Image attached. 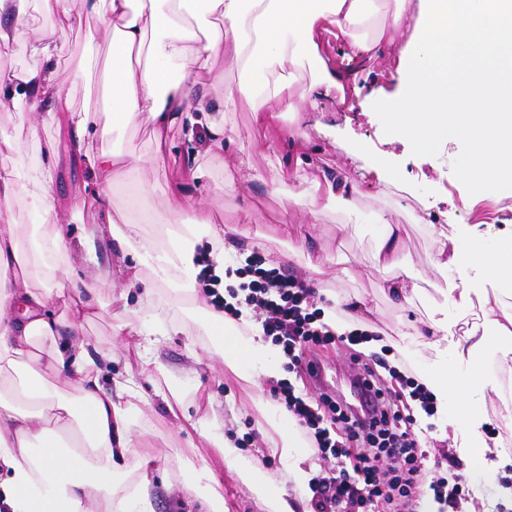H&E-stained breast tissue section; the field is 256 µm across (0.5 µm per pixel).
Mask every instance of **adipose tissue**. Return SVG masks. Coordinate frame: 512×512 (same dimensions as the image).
<instances>
[{"label": "adipose tissue", "instance_id": "obj_1", "mask_svg": "<svg viewBox=\"0 0 512 512\" xmlns=\"http://www.w3.org/2000/svg\"><path fill=\"white\" fill-rule=\"evenodd\" d=\"M408 2L394 0L393 10L384 14L377 0H0V48L23 36L33 56L25 69L0 67V92L26 100L39 114V121L28 125L30 139H38L40 125L63 127L95 177L82 195L93 221L78 240L81 251L95 252L109 238L120 253L138 256L119 273L93 272L94 280L112 293L118 327L131 326L148 336L180 334L186 330L183 313L195 312L206 325L211 356L237 377L250 383L262 371L272 379L278 376L279 352L254 328L249 313H242L239 323L225 322L197 287L199 247L209 244L213 273L224 277V259L236 251L233 228L206 221L193 239H177L162 249L128 212L113 207L112 186L132 160L98 148L89 112L74 109L71 90L87 83L89 71L80 66L59 72L57 32L95 20L97 32L112 46L103 71V128L147 124L158 164L170 148L166 134L176 125L190 133L206 126L213 146L223 147L230 133L227 120L210 114L202 101L217 78V60L241 76L238 84L225 86V108L251 100L255 120L270 124L277 113L305 109V101L289 91L288 72L315 63L317 74L308 89L312 101L345 81V74L319 52L323 30L335 27L349 44V61L359 65L374 60L382 45L405 40L411 66L402 92L395 99H375L374 111L388 117L395 134L416 151H429L440 134L464 141L469 161L461 179L471 197L498 195L512 187V0H419L412 17ZM37 9L53 17L52 26L32 23ZM452 57L464 66L451 82L440 71ZM314 186L321 193L319 203L292 190L284 214L310 213L318 205L355 211L345 178L323 174ZM23 196L48 230L33 245L19 225H0V271L5 274L0 281V512H153V473L137 460L133 436L151 425L144 396L129 379L116 382L112 392L101 390L98 378L112 353L98 342L76 335L55 343L60 328L81 327L94 305V291L72 279L67 228L51 174L35 171L27 186L11 173L0 174V201ZM375 222L381 235L371 262L392 273L381 290L413 303L423 274L404 258L403 227L383 211ZM481 235L476 224L439 231L431 260L444 273L472 269V276L449 281L448 291L459 306L478 305L477 320L448 339V307L435 303L426 311L424 326H412L411 333L431 338L435 357L424 381L438 408L448 407L450 364L471 366L470 378L459 388L458 423L474 432L465 456L491 477L500 463L489 457L490 444L476 430L469 399L486 381L484 354L494 340L512 338V313L504 311L499 296L481 288L491 280L502 290L512 289V229L492 252L472 248ZM149 271L171 297L146 318L130 305L125 288L144 281ZM58 305L64 315L53 314ZM256 405L270 451L286 464L277 476L243 456L222 432L209 430L208 416L191 426L221 450L225 466L263 512H296L288 491L311 479L305 466L311 451L284 405L261 398Z\"/></svg>", "mask_w": 512, "mask_h": 512}]
</instances>
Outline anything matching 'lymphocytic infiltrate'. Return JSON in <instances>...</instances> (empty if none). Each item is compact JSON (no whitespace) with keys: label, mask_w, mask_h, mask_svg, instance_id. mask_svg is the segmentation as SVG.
I'll list each match as a JSON object with an SVG mask.
<instances>
[{"label":"lymphocytic infiltrate","mask_w":512,"mask_h":512,"mask_svg":"<svg viewBox=\"0 0 512 512\" xmlns=\"http://www.w3.org/2000/svg\"><path fill=\"white\" fill-rule=\"evenodd\" d=\"M238 273L249 279L245 303L259 316L264 335L281 346L286 371L303 370L306 349L341 344L352 351L359 388L379 403L374 416L360 418L329 395L314 405L296 395L288 380L272 382L274 396L284 402L313 448L337 460L331 476L313 480L314 512H372L377 501L405 512L413 503L425 453L411 429L412 415L400 408L397 392L382 385L375 371L382 358L370 361L357 351L358 345L372 340V333L355 329L336 334L314 306L315 289L279 269L266 268L260 253L247 256Z\"/></svg>","instance_id":"1"}]
</instances>
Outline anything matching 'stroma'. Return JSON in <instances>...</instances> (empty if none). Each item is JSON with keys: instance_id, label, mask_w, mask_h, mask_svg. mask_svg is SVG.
I'll return each mask as SVG.
<instances>
[{"instance_id": "stroma-1", "label": "stroma", "mask_w": 512, "mask_h": 512, "mask_svg": "<svg viewBox=\"0 0 512 512\" xmlns=\"http://www.w3.org/2000/svg\"><path fill=\"white\" fill-rule=\"evenodd\" d=\"M94 27V22L88 21L66 31L61 38L60 73H67L85 57L97 61L88 85L72 92L73 106L78 110L86 103L96 102L100 76L112 52L108 41L90 38L89 32ZM408 71L409 59L404 56L402 45L386 47L381 56L360 71L356 85H344L343 89L331 90L328 96L318 99L316 109L307 112L306 119L311 123L321 122L323 128L311 130L310 143L298 148H286L282 142L283 133L297 127L294 115L284 114L278 127L266 128L254 121L252 106L246 101L240 102L231 114L236 135L234 140L225 142L223 149L208 151L206 129H196L190 136L176 126L167 134L171 152L159 168L149 162V128L136 126L120 136L105 135L103 147L129 153L133 165L155 187L154 193L135 203L130 197L134 182H117L112 188V202L116 207L130 209L135 218H147V231L167 238L168 232L162 225L167 218L164 190L181 179L184 168L191 162L202 163L208 173L199 180L195 193L206 203L213 223L242 230L243 235L236 243L238 252L250 251L260 237H276L284 229L291 238L304 239L307 253L326 265L325 274L310 277L317 297L328 302L337 298L350 305L365 300L372 312L359 326L382 334L390 348L386 355L390 365H398L405 357L419 367H426L433 357L432 351L415 345L404 347L398 332L404 325L424 320L427 302L441 298L435 287L443 283L444 276L431 264L432 231L447 227L452 218L462 224H477L484 233L480 248H493L498 236L512 225V195L472 201L461 180L467 152L463 142L451 135L442 136L431 151L416 153L396 138L387 118L371 111L373 96L393 98L399 94ZM50 141L56 144L51 155L45 152V145ZM244 147L252 150L256 179L251 180L244 192H216L221 180L236 176L230 161ZM379 151L387 153L390 166L411 185L412 194L399 192L385 196L380 194L373 179L361 178L364 162ZM42 165L50 169L59 203L71 216L69 245L77 247L84 221L77 204L92 174L77 161L71 143L59 140L55 127L47 125L41 127L38 140L25 139L14 148L0 149V169L13 170L18 176H25L31 167ZM323 171L348 176L355 189L356 216L327 211L311 224L283 225L281 205L287 190L309 188L311 179ZM380 210L391 212L394 220L403 224L404 254L430 282L424 301L415 305L397 306L379 290L387 274L372 266L370 253L380 231L373 216ZM97 297L99 303L84 320L83 328L87 335L112 350V366L100 375L99 385L107 391L113 389L115 381L135 377L148 402L153 428L141 435L139 456L150 459L159 474L174 484L181 479L186 463L208 467L215 478V490L224 498L225 512H262L257 499L227 469L219 450L207 447L194 431H177L175 424L182 414L215 410L216 415L211 419L213 428L224 431L245 456L255 458L264 470L280 474L284 464L268 453L262 434L263 422L252 405L253 397L269 393V381L259 376L251 386L238 382L225 367L210 360L206 351L209 338L192 323L187 334L166 337L157 345L160 361L176 376L186 394L183 406H169L150 380V367L139 356L138 336L129 330H113L108 288L98 287ZM316 353L324 370V381L319 384L307 377H292L296 394L315 397L325 392L341 403L357 404L345 353L334 345L317 348ZM473 401L483 414L482 431L489 437H501L500 454L512 455V433L503 431L499 425L500 410L512 406V389L506 387L503 377H492L474 394ZM413 415L416 419L413 430L428 454L419 472V502L432 500L429 484L434 475L433 461L444 455L453 457L457 464L456 473L466 487L465 501L476 504L489 499L490 490L484 479L475 476L469 469L468 459L457 452L468 441L466 433L456 432V445L452 448L438 440L441 432L453 430L456 411L430 417L417 408Z\"/></svg>"}]
</instances>
